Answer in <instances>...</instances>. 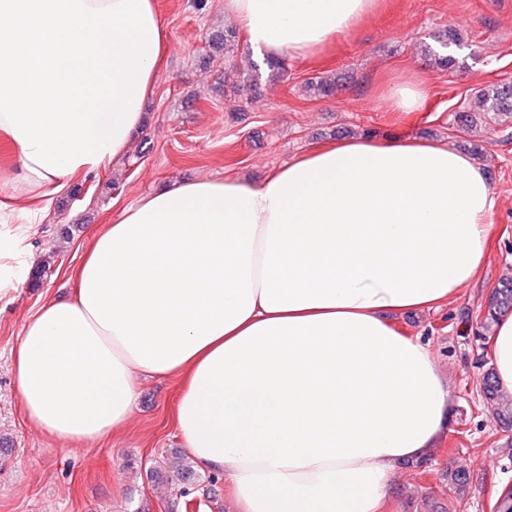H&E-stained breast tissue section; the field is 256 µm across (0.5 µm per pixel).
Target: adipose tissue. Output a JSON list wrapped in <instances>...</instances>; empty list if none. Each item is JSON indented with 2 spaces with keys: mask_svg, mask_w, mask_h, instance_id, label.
<instances>
[{
  "mask_svg": "<svg viewBox=\"0 0 512 512\" xmlns=\"http://www.w3.org/2000/svg\"><path fill=\"white\" fill-rule=\"evenodd\" d=\"M378 0H227L248 44L304 59ZM411 118L425 90L388 87ZM0 209L19 216L71 177L29 161L0 114ZM498 195L443 141L320 142L260 180L183 179L95 228L69 293L24 322L12 371L26 418L65 443L128 421L140 375H180L175 421L235 512H391L398 468L452 421L432 352L396 315L436 309L483 269ZM490 357L512 395V312Z\"/></svg>",
  "mask_w": 512,
  "mask_h": 512,
  "instance_id": "obj_1",
  "label": "adipose tissue"
}]
</instances>
